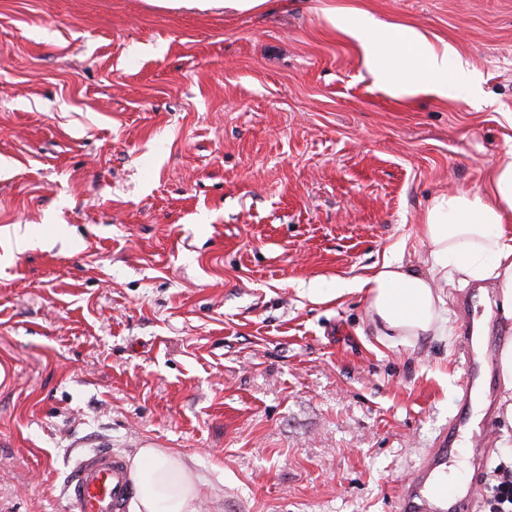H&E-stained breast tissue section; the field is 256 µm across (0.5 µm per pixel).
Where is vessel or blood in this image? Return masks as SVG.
I'll return each instance as SVG.
<instances>
[{"instance_id": "1", "label": "vessel or blood", "mask_w": 512, "mask_h": 512, "mask_svg": "<svg viewBox=\"0 0 512 512\" xmlns=\"http://www.w3.org/2000/svg\"><path fill=\"white\" fill-rule=\"evenodd\" d=\"M463 359L465 378L461 384L464 396L482 391L481 377L489 361L472 337V326H465ZM467 418L455 415L434 448L429 449L410 482L397 497L398 512H467L468 504L456 488L445 482L448 453L461 436ZM133 494V482L123 456L102 448L80 456L73 475L65 486L71 512H127Z\"/></svg>"}]
</instances>
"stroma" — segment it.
Listing matches in <instances>:
<instances>
[{"label":"stroma","instance_id":"stroma-1","mask_svg":"<svg viewBox=\"0 0 512 512\" xmlns=\"http://www.w3.org/2000/svg\"><path fill=\"white\" fill-rule=\"evenodd\" d=\"M453 44L471 97L374 86L332 11ZM512 149V0H0V512L86 452L180 453L200 512H395L463 378L337 281L426 270L431 200ZM484 486L512 464L500 375ZM269 1L271 0H174L163 2L161 5L186 9L224 7L225 11L254 12L265 8Z\"/></svg>","mask_w":512,"mask_h":512}]
</instances>
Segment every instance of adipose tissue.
Instances as JSON below:
<instances>
[{
  "instance_id": "obj_1",
  "label": "adipose tissue",
  "mask_w": 512,
  "mask_h": 512,
  "mask_svg": "<svg viewBox=\"0 0 512 512\" xmlns=\"http://www.w3.org/2000/svg\"><path fill=\"white\" fill-rule=\"evenodd\" d=\"M329 21L358 42L367 73L395 99H458L475 87L468 62L455 48L416 27L354 11ZM422 233L431 246L428 272L388 261L357 285L382 335H445L443 287L454 281L493 282L502 312L512 316V150L491 166L482 187L436 196L424 213ZM131 477L133 512H198V488L179 453L139 449Z\"/></svg>"
}]
</instances>
